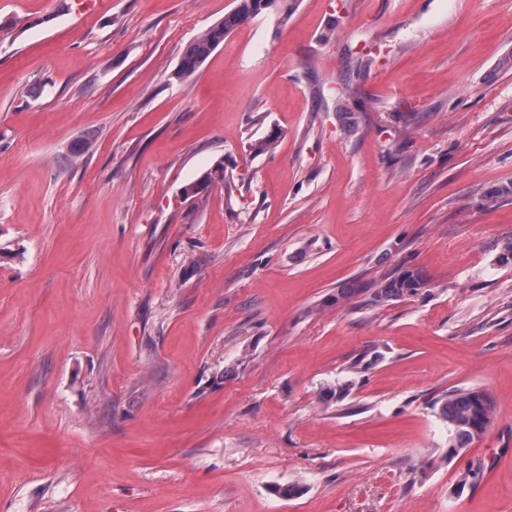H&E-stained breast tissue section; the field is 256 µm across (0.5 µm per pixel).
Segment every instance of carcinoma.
<instances>
[{
  "label": "carcinoma",
  "instance_id": "1",
  "mask_svg": "<svg viewBox=\"0 0 512 512\" xmlns=\"http://www.w3.org/2000/svg\"><path fill=\"white\" fill-rule=\"evenodd\" d=\"M269 0H236L235 8L224 19L196 37L183 53L175 77L183 79L196 74L206 58L237 26L269 9ZM224 179L218 165L197 183L184 188L188 197H197L204 187ZM425 287L424 280L412 272L403 273L386 283L377 292L379 299L415 295ZM438 415L448 425L449 440L446 457L458 456L475 439L485 434L493 420L489 395L475 388L453 389L437 399Z\"/></svg>",
  "mask_w": 512,
  "mask_h": 512
}]
</instances>
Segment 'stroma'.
<instances>
[{
    "mask_svg": "<svg viewBox=\"0 0 512 512\" xmlns=\"http://www.w3.org/2000/svg\"><path fill=\"white\" fill-rule=\"evenodd\" d=\"M235 5L0 0V512H512V0ZM269 1L273 0H236L235 8L224 15V19L201 33L188 45L174 73L175 77L183 79L196 74L216 46L237 26L269 9ZM425 287L424 280L412 272L403 273L386 283L377 292V297L382 300L390 297L415 295ZM438 415L448 425L447 458L458 456L491 426L493 405L489 395L475 388L445 392L437 399Z\"/></svg>",
    "mask_w": 512,
    "mask_h": 512,
    "instance_id": "35a3bbf8",
    "label": "stroma"
}]
</instances>
